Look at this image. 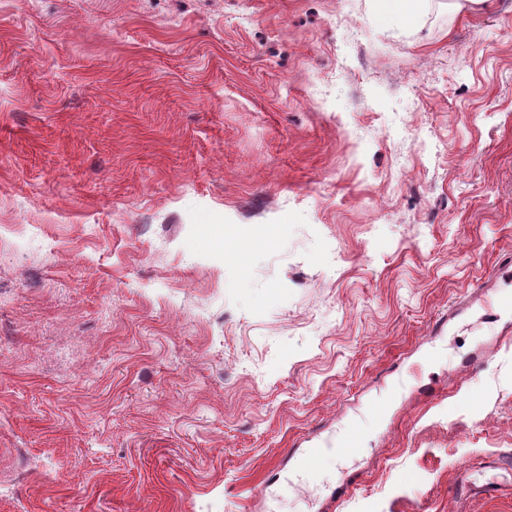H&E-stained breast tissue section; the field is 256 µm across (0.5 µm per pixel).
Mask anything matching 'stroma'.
Segmentation results:
<instances>
[{
	"label": "stroma",
	"mask_w": 512,
	"mask_h": 512,
	"mask_svg": "<svg viewBox=\"0 0 512 512\" xmlns=\"http://www.w3.org/2000/svg\"><path fill=\"white\" fill-rule=\"evenodd\" d=\"M504 256L505 0H0V512H512ZM428 0H378L379 13L383 20H399L409 23Z\"/></svg>",
	"instance_id": "stroma-1"
}]
</instances>
